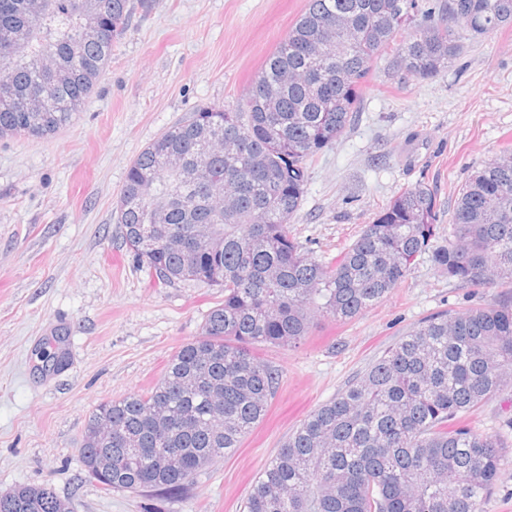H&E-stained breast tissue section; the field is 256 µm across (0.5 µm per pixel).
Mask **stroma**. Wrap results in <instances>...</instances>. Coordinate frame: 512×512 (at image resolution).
<instances>
[{
	"mask_svg": "<svg viewBox=\"0 0 512 512\" xmlns=\"http://www.w3.org/2000/svg\"><path fill=\"white\" fill-rule=\"evenodd\" d=\"M307 0H130L127 30L82 112L44 138L0 139V494L47 486L73 512H244L288 434L429 316L493 305L500 287H461L430 254L359 317L316 321L299 347H263L281 386L235 453L187 494L103 492L78 456L98 405L149 390L198 338L221 289L158 285L123 239L118 206L131 162L203 107L236 111ZM512 149V27L465 45L430 79L377 68L343 134L308 170L290 231L318 260L347 249L401 188L437 196L439 232L473 170ZM65 352L56 370L43 355ZM504 445L485 512H512V389L467 417Z\"/></svg>",
	"mask_w": 512,
	"mask_h": 512,
	"instance_id": "35a3bbf8",
	"label": "stroma"
}]
</instances>
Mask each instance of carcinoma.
<instances>
[{"label": "carcinoma", "mask_w": 512, "mask_h": 512, "mask_svg": "<svg viewBox=\"0 0 512 512\" xmlns=\"http://www.w3.org/2000/svg\"><path fill=\"white\" fill-rule=\"evenodd\" d=\"M112 38L84 37L87 16ZM129 0H51L41 16L0 0L9 32L66 66L44 82L18 57L0 82L22 96L42 90L40 112L0 98V138L57 133L82 110L128 26ZM512 26V0H308L234 112L203 108L161 134L131 163L118 223L125 244L160 284L224 290L201 337L182 345L148 391L92 412L79 458L104 491L183 494L202 468L240 447L263 420L282 371L258 345L294 347L314 314L361 315L404 282L437 235V199L422 183L396 193L331 264L288 231L310 163L357 111L369 75L385 69L432 78L477 39ZM181 153L184 174L165 170ZM168 206L152 224L154 205ZM200 224L214 239L191 247ZM435 269L461 286L500 285L489 307L442 313L408 331L355 383L288 434L252 485L246 512H484L502 443L463 417L512 385V152L482 164L449 213ZM112 424V437L99 431ZM178 448L183 466L166 449ZM46 487L0 495V512H61Z\"/></svg>", "instance_id": "1"}]
</instances>
